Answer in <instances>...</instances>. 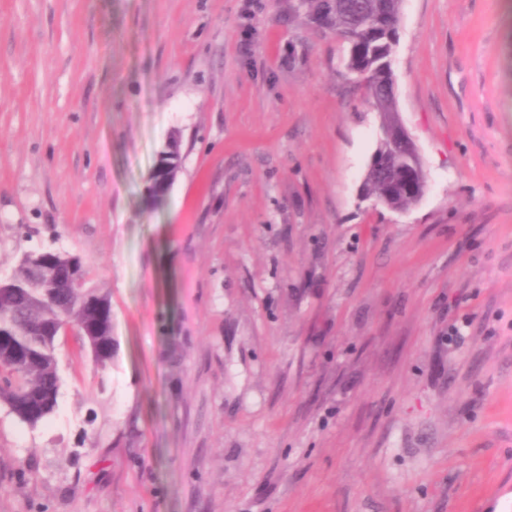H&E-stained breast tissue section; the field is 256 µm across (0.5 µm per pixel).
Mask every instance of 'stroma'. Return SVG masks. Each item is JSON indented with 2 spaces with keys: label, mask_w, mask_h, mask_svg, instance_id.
Returning <instances> with one entry per match:
<instances>
[{
  "label": "stroma",
  "mask_w": 512,
  "mask_h": 512,
  "mask_svg": "<svg viewBox=\"0 0 512 512\" xmlns=\"http://www.w3.org/2000/svg\"><path fill=\"white\" fill-rule=\"evenodd\" d=\"M297 0H0V279L79 255L116 353L0 406V512H498L512 489V0H402L426 187ZM181 171L144 189L170 136ZM390 144L384 140L383 135L380 140L378 139L375 153L380 162V169L370 172L378 167L377 156L373 154L368 174L366 173L365 186L368 194L376 202H385L389 209L404 210L416 203L418 197V190L415 191L413 186H408L405 181V172L409 167L408 154L411 175L414 176L415 172L423 173L422 162L411 136L400 122H397L392 130ZM397 145L407 148L409 153L392 147Z\"/></svg>",
  "instance_id": "1"
}]
</instances>
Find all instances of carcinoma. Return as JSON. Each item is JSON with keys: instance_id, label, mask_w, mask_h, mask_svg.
Segmentation results:
<instances>
[{"instance_id": "obj_1", "label": "carcinoma", "mask_w": 512, "mask_h": 512, "mask_svg": "<svg viewBox=\"0 0 512 512\" xmlns=\"http://www.w3.org/2000/svg\"><path fill=\"white\" fill-rule=\"evenodd\" d=\"M401 0H298L297 10L317 16L328 28L352 45L349 72L365 76L360 83L365 97L377 111L389 117L397 111L393 95V71L386 60L396 46L395 22ZM375 153L380 169L367 174L365 186L376 202L393 210L416 203L418 192L405 181L408 153L385 140ZM177 168L167 156L156 178L154 198L165 189L168 174ZM61 263L72 266V285L63 286L59 266L53 261L34 265L20 260L8 279L11 291L0 295V405L19 421L36 426L58 405L61 378L55 354L54 330L68 324L91 328L99 344L94 361L101 367L112 362V305L107 293L88 286L81 258L60 254Z\"/></svg>"}]
</instances>
